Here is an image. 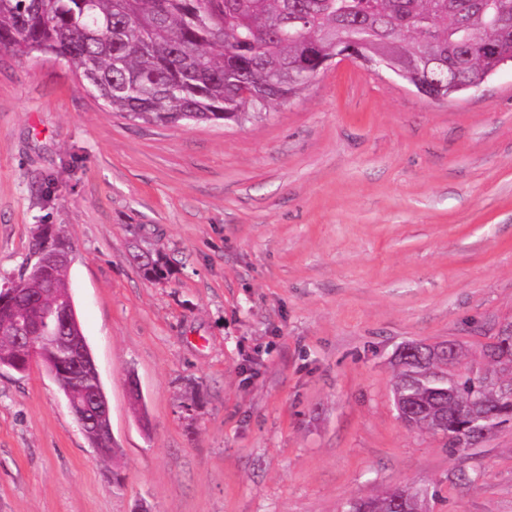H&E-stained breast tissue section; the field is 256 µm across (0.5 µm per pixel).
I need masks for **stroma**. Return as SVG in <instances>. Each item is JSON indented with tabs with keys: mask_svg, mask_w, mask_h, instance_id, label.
<instances>
[{
	"mask_svg": "<svg viewBox=\"0 0 512 512\" xmlns=\"http://www.w3.org/2000/svg\"><path fill=\"white\" fill-rule=\"evenodd\" d=\"M40 224L70 245L116 453L41 363L0 367V512H344L395 486L512 512L511 423L454 453L391 395L405 344L475 365L512 320V66L436 102L338 59L261 117L184 126L0 52V287Z\"/></svg>",
	"mask_w": 512,
	"mask_h": 512,
	"instance_id": "obj_1",
	"label": "stroma"
}]
</instances>
